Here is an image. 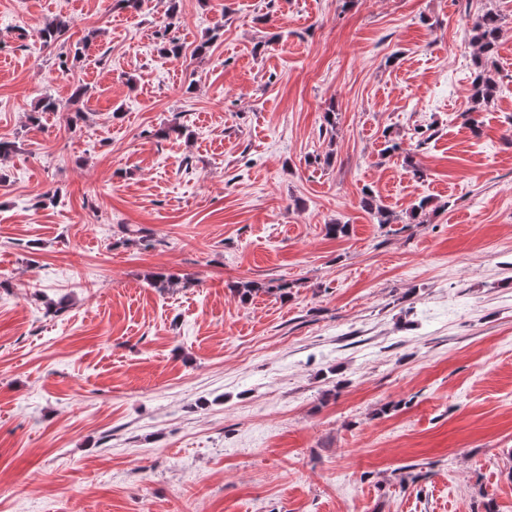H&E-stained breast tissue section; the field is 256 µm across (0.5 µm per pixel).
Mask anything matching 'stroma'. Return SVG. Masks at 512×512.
<instances>
[{
  "label": "stroma",
  "mask_w": 512,
  "mask_h": 512,
  "mask_svg": "<svg viewBox=\"0 0 512 512\" xmlns=\"http://www.w3.org/2000/svg\"><path fill=\"white\" fill-rule=\"evenodd\" d=\"M177 5L0 0V512H512V0ZM501 15L492 10L477 15L472 22L473 39L479 48L477 62L479 72L471 93V100L477 105L489 104L495 97L497 85L491 75V63L497 41L502 30Z\"/></svg>",
  "instance_id": "obj_1"
}]
</instances>
